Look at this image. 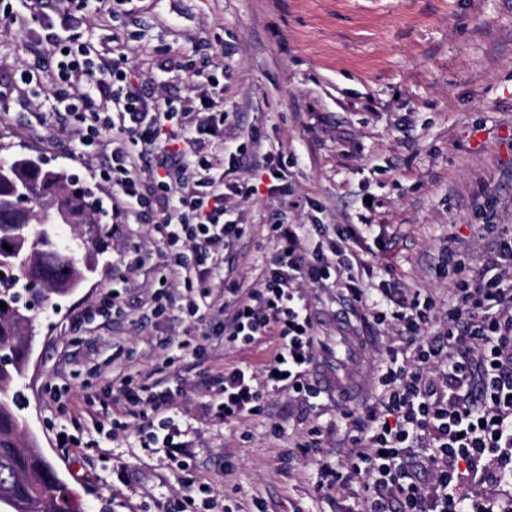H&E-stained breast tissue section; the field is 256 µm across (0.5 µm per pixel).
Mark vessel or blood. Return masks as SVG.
<instances>
[{
    "label": "vessel or blood",
    "mask_w": 512,
    "mask_h": 512,
    "mask_svg": "<svg viewBox=\"0 0 512 512\" xmlns=\"http://www.w3.org/2000/svg\"><path fill=\"white\" fill-rule=\"evenodd\" d=\"M367 353L366 344L360 337L352 335L348 320L337 318L336 336L326 350L320 351L314 367L319 389L340 402L357 396L364 382L353 365Z\"/></svg>",
    "instance_id": "b4317fda"
}]
</instances>
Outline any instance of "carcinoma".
<instances>
[{
  "mask_svg": "<svg viewBox=\"0 0 512 512\" xmlns=\"http://www.w3.org/2000/svg\"><path fill=\"white\" fill-rule=\"evenodd\" d=\"M34 187L44 205L60 210L65 223L83 228L63 244L58 225L40 223L36 208L22 211L14 201L24 186ZM88 190L78 186L65 172L35 166L30 158L17 155L0 176V267L8 276L0 277V350L12 361L0 367V501L12 504L11 512H67V488L34 440L23 437V420L18 400L12 393L21 376L30 349L25 335L31 324L30 308L23 296L33 278L42 283L41 300L77 288L95 271L92 254L78 264L77 252L90 250L103 227L101 216L87 207ZM10 246L11 250L4 249Z\"/></svg>",
  "mask_w": 512,
  "mask_h": 512,
  "instance_id": "obj_1",
  "label": "carcinoma"
}]
</instances>
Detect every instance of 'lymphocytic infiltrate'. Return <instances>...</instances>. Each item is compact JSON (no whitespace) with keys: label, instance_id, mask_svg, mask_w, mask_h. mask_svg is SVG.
I'll use <instances>...</instances> for the list:
<instances>
[{"label":"lymphocytic infiltrate","instance_id":"1","mask_svg":"<svg viewBox=\"0 0 512 512\" xmlns=\"http://www.w3.org/2000/svg\"><path fill=\"white\" fill-rule=\"evenodd\" d=\"M53 47L59 61L51 80L71 89L62 100L64 126L87 148L112 138L102 178L112 186L113 215L151 213L163 240V249L136 260L158 273L143 316L176 311L189 323L178 356L164 358L146 382L105 385L86 400L87 414H106L120 395L124 418L113 421V430L137 421L144 445L163 443L177 468L187 470L167 375L176 357L202 359L214 340L242 347L274 339L263 381L247 365L211 380L217 415L227 423L262 412L271 389H288L305 402L319 398L310 369L321 339L307 290L338 284L370 310L375 324L393 325L398 344L376 378L380 397L352 439L355 462L345 473L322 468V484L361 483L367 512H505L493 499L464 494L462 485L486 456L496 466L485 471V482H512V226L482 225L492 246L474 272L460 252L444 248L435 274L451 278L453 288L442 312L428 293L407 295L394 281L367 283L354 274L351 246L367 241L373 225L278 220L267 227L271 253L263 274L248 288L230 282L224 318L212 325L205 284L223 277L225 251L248 232L237 202L258 191L237 177L239 158H253L272 196L287 191L281 162L252 137L229 156L227 171L218 172L217 158L235 129L221 107L215 66L181 64L197 93L174 97L147 87L129 65L136 49L128 44L113 46L108 56L74 36L54 39Z\"/></svg>","mask_w":512,"mask_h":512}]
</instances>
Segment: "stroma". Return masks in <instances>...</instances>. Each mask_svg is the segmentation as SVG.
I'll use <instances>...</instances> for the list:
<instances>
[{"mask_svg": "<svg viewBox=\"0 0 512 512\" xmlns=\"http://www.w3.org/2000/svg\"><path fill=\"white\" fill-rule=\"evenodd\" d=\"M0 0V158L26 155L75 175L107 210L94 244L97 270L79 288L32 310L31 350L19 383L21 415L38 445L86 512H188L200 486L231 512H362L360 484L320 487V468L347 471L349 454L331 449L344 434L335 400L318 408L271 392L264 412L227 424L217 418L198 372L218 375L249 364L262 371L273 341L244 350L209 348L198 372L179 371L172 414L190 458L183 476L165 449L146 448L136 427L112 435L81 406L103 379L148 375L169 344L182 340L179 314L161 324L136 318L151 268H135L137 250L158 249L150 224L112 217V189L100 178L109 143L84 156L60 130L58 92L49 82L57 59L20 47ZM84 38L111 48L113 38L139 46L135 65L165 94L189 96L182 72L159 73L169 57L224 68V110L241 138L258 135L286 161L291 193H259L238 206L249 232L225 255L229 277L250 284L271 249L266 226L285 223L381 227L367 262L399 287L421 289L447 308L452 283L434 268L449 236L479 267L489 240L480 224L512 225V0H136L131 15H78ZM38 78L22 83V71ZM129 285L119 312H102L114 280ZM317 332L335 335L339 312L360 325L362 310L337 288L310 291ZM318 426L322 453L299 443ZM72 435L70 447L57 436Z\"/></svg>", "mask_w": 512, "mask_h": 512, "instance_id": "35a3bbf8", "label": "stroma"}]
</instances>
